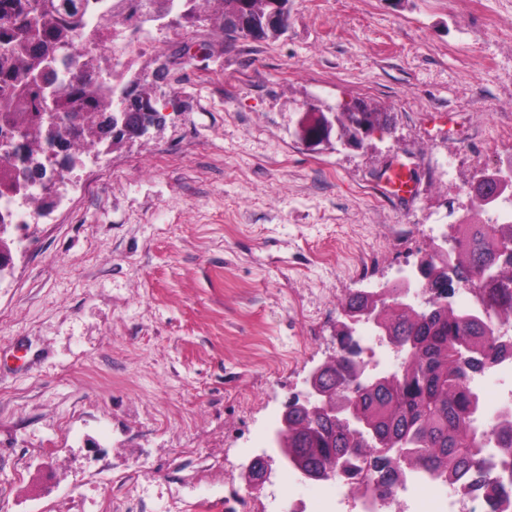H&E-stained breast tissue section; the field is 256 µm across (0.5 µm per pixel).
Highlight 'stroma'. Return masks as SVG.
I'll return each instance as SVG.
<instances>
[{"mask_svg": "<svg viewBox=\"0 0 512 512\" xmlns=\"http://www.w3.org/2000/svg\"><path fill=\"white\" fill-rule=\"evenodd\" d=\"M155 38L136 63L164 124L0 235V512H284L241 451L334 354L339 300L392 283L512 156V0H291L275 40ZM310 99L390 126L308 143ZM399 162L404 198L378 189Z\"/></svg>", "mask_w": 512, "mask_h": 512, "instance_id": "1", "label": "stroma"}]
</instances>
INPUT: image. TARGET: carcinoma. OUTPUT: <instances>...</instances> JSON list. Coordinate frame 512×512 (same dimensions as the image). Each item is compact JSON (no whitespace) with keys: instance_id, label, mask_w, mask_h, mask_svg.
Wrapping results in <instances>:
<instances>
[{"instance_id":"carcinoma-1","label":"carcinoma","mask_w":512,"mask_h":512,"mask_svg":"<svg viewBox=\"0 0 512 512\" xmlns=\"http://www.w3.org/2000/svg\"><path fill=\"white\" fill-rule=\"evenodd\" d=\"M108 18L112 29L109 53L75 63L67 76L66 103H60L44 81L53 62L69 53L74 37L95 41L100 28L87 17L88 0H0V30L11 36L0 44V116L4 126L23 135L24 157L32 172L41 167L43 113H65V132L54 139L65 148V135L82 138L86 150L114 148L123 138L114 128L134 132L161 120L159 97L145 69H116L117 53L143 25L190 31L205 24L236 41L278 38L288 27L269 21L274 5L290 0H120ZM339 136H355L364 128L384 130V112H334ZM451 239L453 252L442 247L416 262L421 288L433 296L432 313L419 319L403 307L384 311L382 325L390 345L405 348L397 370L382 375L369 389L357 386L355 370L362 349L347 333H336L337 355L327 368L324 385L349 400L368 426L371 440L327 415L298 414L288 430V465L305 473L340 477L356 492L394 496L409 468H420L462 498L482 497L491 512H512V492L505 477L512 472V426L479 428L478 402L468 380L504 359L498 327L512 323V224H460ZM472 282L482 291L477 303L496 316L459 310L448 301L453 284ZM367 305L357 292L339 302L340 317ZM496 448L485 452L488 438Z\"/></svg>"}]
</instances>
